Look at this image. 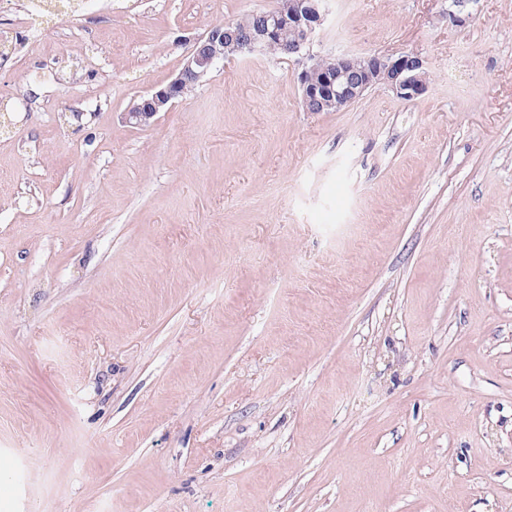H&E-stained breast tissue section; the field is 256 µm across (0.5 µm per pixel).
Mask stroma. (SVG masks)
<instances>
[{"mask_svg":"<svg viewBox=\"0 0 512 512\" xmlns=\"http://www.w3.org/2000/svg\"><path fill=\"white\" fill-rule=\"evenodd\" d=\"M280 0L0 14V512H512V0H328L427 91L218 63ZM288 1L281 0L287 8L280 5L275 11L263 13L262 24V12L229 23L235 28L254 31L211 27L195 40L174 78L134 104L126 112V120L133 125H149L157 114L169 111L178 99L199 85L217 63L267 52L271 45H277L302 66L299 79L303 108L307 112L340 110L369 88L380 84L404 100L418 98L426 92L427 72L418 55L351 53L321 56L310 53L314 34L325 21L326 0ZM290 33L295 39L288 40ZM313 73L319 74L315 81L311 77Z\"/></svg>","mask_w":512,"mask_h":512,"instance_id":"stroma-1","label":"stroma"}]
</instances>
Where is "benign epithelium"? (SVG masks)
Masks as SVG:
<instances>
[{
  "mask_svg": "<svg viewBox=\"0 0 512 512\" xmlns=\"http://www.w3.org/2000/svg\"><path fill=\"white\" fill-rule=\"evenodd\" d=\"M325 2L292 0L286 8L263 13V23L253 31L211 27L195 40L174 78L134 104L126 112V120L138 126L150 124L157 114L169 111L178 99L199 85L217 63L265 52L272 45L302 66L299 79L306 112L340 110L380 84L404 100L426 92L427 72L418 55L311 53L314 34L325 21ZM314 73L319 74L317 82L312 80Z\"/></svg>",
  "mask_w": 512,
  "mask_h": 512,
  "instance_id": "obj_1",
  "label": "benign epithelium"
}]
</instances>
